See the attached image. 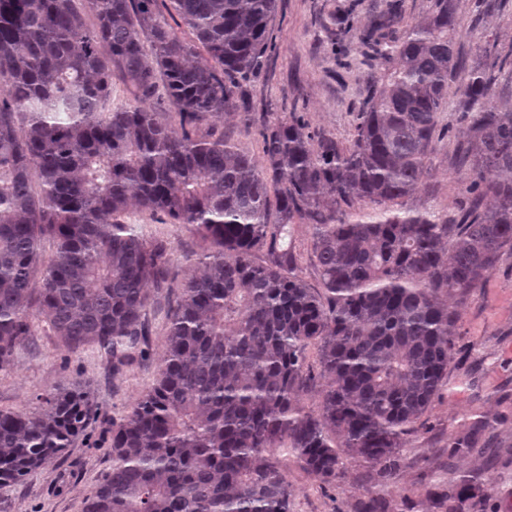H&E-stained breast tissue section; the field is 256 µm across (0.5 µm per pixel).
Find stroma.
I'll list each match as a JSON object with an SVG mask.
<instances>
[{
  "instance_id": "obj_1",
  "label": "stroma",
  "mask_w": 512,
  "mask_h": 512,
  "mask_svg": "<svg viewBox=\"0 0 512 512\" xmlns=\"http://www.w3.org/2000/svg\"><path fill=\"white\" fill-rule=\"evenodd\" d=\"M386 0H277L269 36L275 46L245 82V106L224 113V135L241 150L262 157L259 130L277 117L298 113L310 130L349 143L353 115L379 79L382 66L364 58L358 40L385 9ZM456 45L467 66L485 56L512 62V0L476 16L475 0H456ZM449 96L445 119L452 129L438 143L432 174L407 205L456 209L461 198L455 155L463 138ZM152 336L146 360L119 378L104 358L62 351L44 329L23 337L9 373L0 374V409H32L42 395L74 382L86 387L97 416L71 448L23 481L0 487V512H82L83 501L112 468V422L129 412L152 383L166 353L165 307L150 312ZM456 333L461 349L448 369V386L435 399L427 426L411 435L399 464L386 478L366 465L345 462L325 484L295 461L285 463L291 512H448L446 497L462 479L479 475L481 497L459 503L457 512H512V257L492 271L461 309ZM470 438L473 450L452 452Z\"/></svg>"
}]
</instances>
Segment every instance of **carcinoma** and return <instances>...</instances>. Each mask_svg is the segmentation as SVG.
Segmentation results:
<instances>
[{
	"label": "carcinoma",
	"instance_id": "carcinoma-1",
	"mask_svg": "<svg viewBox=\"0 0 512 512\" xmlns=\"http://www.w3.org/2000/svg\"><path fill=\"white\" fill-rule=\"evenodd\" d=\"M275 8L0 0V373L41 321L64 351L123 374L148 353L154 297L192 259L152 225L205 245L82 512H290V458L324 482L346 458L388 476L448 385L457 306L512 255V63L463 67L454 0L390 37L392 0L361 36L384 69L349 144L293 112L262 126L258 160L214 118L272 51ZM114 75L133 101L112 102ZM450 88L464 197L453 215L414 210ZM296 224L311 230L319 290L296 273ZM92 419L77 387L0 410V486Z\"/></svg>",
	"mask_w": 512,
	"mask_h": 512
}]
</instances>
